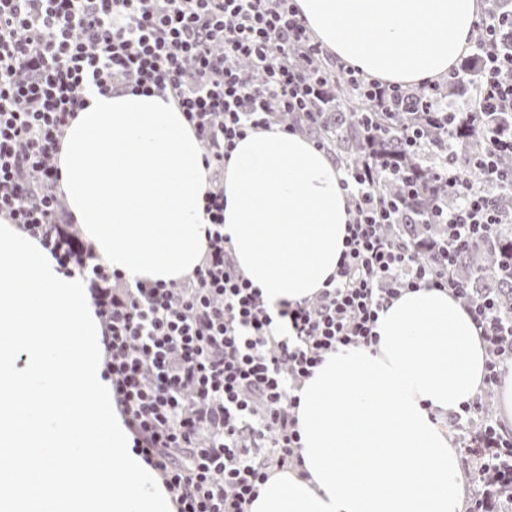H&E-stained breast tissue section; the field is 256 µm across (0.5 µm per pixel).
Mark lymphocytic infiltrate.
Instances as JSON below:
<instances>
[{
	"label": "lymphocytic infiltrate",
	"mask_w": 512,
	"mask_h": 512,
	"mask_svg": "<svg viewBox=\"0 0 512 512\" xmlns=\"http://www.w3.org/2000/svg\"><path fill=\"white\" fill-rule=\"evenodd\" d=\"M480 23L475 52L488 77L477 109L498 112L512 106V84L498 78L512 58L497 52L501 24L486 14ZM325 59L293 0H0V216L65 270L88 275L103 377L133 451L175 512H249L270 474L302 464L296 393L323 356L375 343L380 311L405 290L439 288L463 300L451 274L456 253L504 222L449 155L436 175L465 203L430 215L447 225L445 239L398 241L383 231L398 203L377 193L370 165L348 170L341 185L353 221L335 276L314 297L271 312L224 241V160L251 129L314 136L332 89ZM339 73L381 111L403 102L399 85L344 66ZM92 88L171 94L197 131L211 170V224L202 263L185 281L128 283L73 233L56 159ZM313 144L323 142L314 136ZM495 306L490 296L465 305L489 387L512 366V329ZM481 411L468 403L452 420L467 470L488 479L468 512H498L503 489L512 490V435L493 419L475 425Z\"/></svg>",
	"instance_id": "obj_1"
}]
</instances>
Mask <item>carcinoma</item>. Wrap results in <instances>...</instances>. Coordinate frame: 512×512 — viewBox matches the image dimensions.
<instances>
[{"instance_id": "carcinoma-1", "label": "carcinoma", "mask_w": 512, "mask_h": 512, "mask_svg": "<svg viewBox=\"0 0 512 512\" xmlns=\"http://www.w3.org/2000/svg\"><path fill=\"white\" fill-rule=\"evenodd\" d=\"M459 76L448 83L452 88L478 87L484 83L487 72L480 61L462 56ZM333 102L318 131L331 152L345 166L372 164L377 171L376 189L384 196L399 191L396 173L387 168L400 169L415 178L417 195L408 200L411 211L393 233H406L421 238L435 236L438 228L417 224L418 218L438 206L453 211L460 205L457 196L434 182V154H416L408 149L405 136L414 127H424L427 114L414 111L418 100L426 96L422 89L403 91L405 103L392 112H378L371 103L354 96L341 78H336L332 89ZM496 129H512V112H485L473 124H451L453 151L460 163L461 178L481 182L483 177L476 167L477 158L485 153L487 139ZM455 276L465 284L467 301H479L490 295L496 299V315L512 320V224H504L493 237L473 240L461 250Z\"/></svg>"}]
</instances>
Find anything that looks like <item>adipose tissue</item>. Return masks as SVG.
I'll use <instances>...</instances> for the list:
<instances>
[{
  "instance_id": "adipose-tissue-1",
  "label": "adipose tissue",
  "mask_w": 512,
  "mask_h": 512,
  "mask_svg": "<svg viewBox=\"0 0 512 512\" xmlns=\"http://www.w3.org/2000/svg\"><path fill=\"white\" fill-rule=\"evenodd\" d=\"M338 62L400 85L447 76L480 0H295ZM66 128L59 190L95 254L127 280L181 281L207 248L202 143L173 100L97 91ZM343 175L306 137L257 129L224 161V237L270 310L334 275L352 219ZM378 341L325 354L298 391L301 471L249 512H463L467 476L440 416L472 402L487 356L448 292H403Z\"/></svg>"
}]
</instances>
